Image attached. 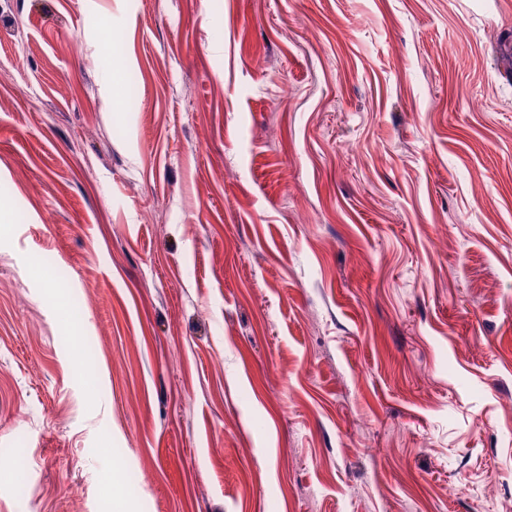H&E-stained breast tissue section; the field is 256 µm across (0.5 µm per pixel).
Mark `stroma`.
<instances>
[{
    "label": "stroma",
    "instance_id": "35a3bbf8",
    "mask_svg": "<svg viewBox=\"0 0 512 512\" xmlns=\"http://www.w3.org/2000/svg\"><path fill=\"white\" fill-rule=\"evenodd\" d=\"M19 447L0 512H512V0H0Z\"/></svg>",
    "mask_w": 512,
    "mask_h": 512
}]
</instances>
